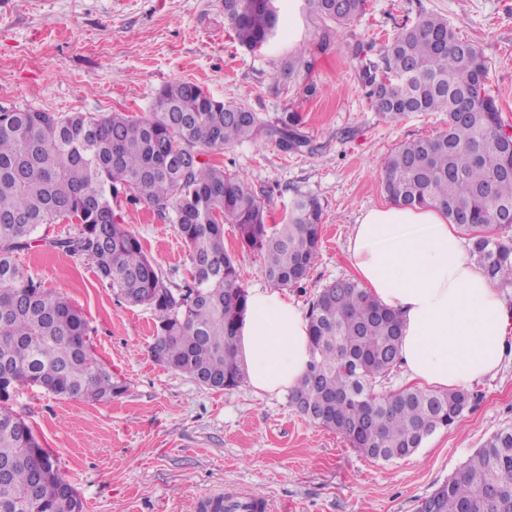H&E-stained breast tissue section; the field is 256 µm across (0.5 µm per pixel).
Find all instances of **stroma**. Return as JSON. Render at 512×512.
Instances as JSON below:
<instances>
[{"instance_id": "35a3bbf8", "label": "stroma", "mask_w": 512, "mask_h": 512, "mask_svg": "<svg viewBox=\"0 0 512 512\" xmlns=\"http://www.w3.org/2000/svg\"><path fill=\"white\" fill-rule=\"evenodd\" d=\"M276 5V35L250 51L236 42L224 0H0V106L145 116L162 86L185 80L271 124L298 113L309 147L283 150L265 130L215 160L248 178L268 224L284 223L296 195L320 202L317 259L301 287L287 291L305 311L326 284L352 278L348 238L362 211L387 201L385 158L447 122L442 112L391 122L371 109L352 44L374 41L375 61L378 47L420 11L443 16L483 48L502 118L512 125V0H368L340 30L325 27L304 0ZM300 51L309 69L289 72ZM121 214L148 256L182 283L186 256L174 225L144 204ZM224 243L244 288L267 287L262 257L241 245L234 225H225ZM18 260L83 312L95 352L125 387L105 404L37 387L8 402L52 451L83 512H195L198 497L220 488L263 495L273 512H419L495 431L512 427L509 360L495 377L471 384L474 398L455 428L436 431L404 458L372 459L306 420L287 395L259 396L247 384L215 392L153 361L151 311L117 302L90 261L40 247Z\"/></svg>"}]
</instances>
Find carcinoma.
Instances as JSON below:
<instances>
[{
  "instance_id": "cac0c4a2",
  "label": "carcinoma",
  "mask_w": 512,
  "mask_h": 512,
  "mask_svg": "<svg viewBox=\"0 0 512 512\" xmlns=\"http://www.w3.org/2000/svg\"><path fill=\"white\" fill-rule=\"evenodd\" d=\"M367 0H306L323 23L348 26ZM239 45L255 50L275 35V0H224ZM371 107L396 122L413 112H444L446 129L401 143L384 161L383 189L405 207L433 206L469 235L471 253L501 288H512V239L490 234L512 214V126L489 90L483 49L448 21L421 13L383 46L381 64L362 70ZM266 128L245 105L176 81L150 115H62L0 108V399L38 386L68 399L109 402L124 392L89 343V323L44 288L15 255L36 247L85 257L112 294L154 316L156 362L216 391L247 380L237 336L246 312L237 261L224 249V225L264 256L275 287H299L318 253L320 203L297 196L283 224L269 227L263 200L246 177L202 160V150L249 140ZM279 144L307 146L292 115L279 119ZM145 204L175 225L189 262L176 285L114 214ZM76 224L65 237L38 228ZM311 360L290 400L304 397L312 423L332 429L373 459L408 456L434 432L455 426L472 395L405 387L385 395L374 383L399 365L402 321L352 279L325 286L308 310ZM435 512H512V429L493 434L427 497ZM0 512H83L82 501L23 416L0 407Z\"/></svg>"
}]
</instances>
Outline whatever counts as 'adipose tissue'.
<instances>
[{
    "label": "adipose tissue",
    "mask_w": 512,
    "mask_h": 512,
    "mask_svg": "<svg viewBox=\"0 0 512 512\" xmlns=\"http://www.w3.org/2000/svg\"><path fill=\"white\" fill-rule=\"evenodd\" d=\"M348 250L367 293L402 318L400 364L408 382L445 391L499 371L512 312L441 212L371 208L353 224ZM238 347L250 386L284 394L311 359L308 320L287 294L253 289Z\"/></svg>",
    "instance_id": "obj_1"
}]
</instances>
